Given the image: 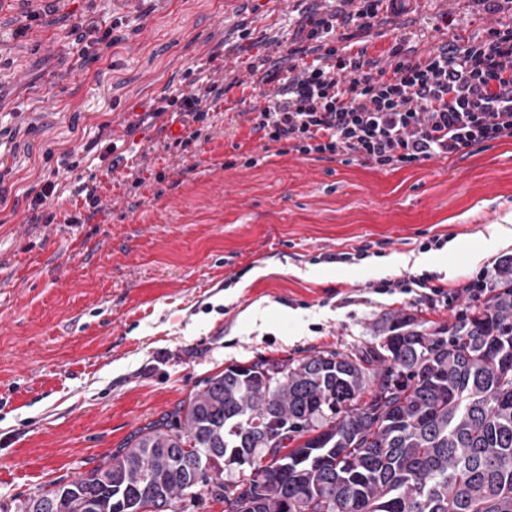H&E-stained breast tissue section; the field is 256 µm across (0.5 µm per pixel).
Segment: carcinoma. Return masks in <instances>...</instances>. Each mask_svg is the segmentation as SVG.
<instances>
[{
  "label": "carcinoma",
  "mask_w": 512,
  "mask_h": 512,
  "mask_svg": "<svg viewBox=\"0 0 512 512\" xmlns=\"http://www.w3.org/2000/svg\"><path fill=\"white\" fill-rule=\"evenodd\" d=\"M376 335L224 368L26 512H512V257L454 321L390 311Z\"/></svg>",
  "instance_id": "1"
}]
</instances>
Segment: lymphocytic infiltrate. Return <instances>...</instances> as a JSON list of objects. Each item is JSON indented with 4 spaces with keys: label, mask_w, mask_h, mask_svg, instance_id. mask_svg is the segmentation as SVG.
<instances>
[{
    "label": "lymphocytic infiltrate",
    "mask_w": 512,
    "mask_h": 512,
    "mask_svg": "<svg viewBox=\"0 0 512 512\" xmlns=\"http://www.w3.org/2000/svg\"><path fill=\"white\" fill-rule=\"evenodd\" d=\"M360 2L349 12H310L307 33L264 71L265 83L276 71L284 73L277 93L249 108L251 130L265 144L278 145L283 155L341 157L387 170L512 138L511 25L488 28L479 37H452L423 57L402 37L378 59L353 50L343 36L369 28L376 17L379 0ZM223 93L210 77L163 96L142 120L152 122L172 107L198 123ZM491 288L485 270L449 289L425 271L381 280L373 291L451 306L462 298L487 299Z\"/></svg>",
    "instance_id": "f902f5d3"
}]
</instances>
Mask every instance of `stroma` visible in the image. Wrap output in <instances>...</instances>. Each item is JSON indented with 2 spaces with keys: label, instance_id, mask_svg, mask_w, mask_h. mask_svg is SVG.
I'll use <instances>...</instances> for the list:
<instances>
[{
  "label": "stroma",
  "instance_id": "stroma-1",
  "mask_svg": "<svg viewBox=\"0 0 512 512\" xmlns=\"http://www.w3.org/2000/svg\"><path fill=\"white\" fill-rule=\"evenodd\" d=\"M405 5L379 10L355 48L383 57L405 36L425 53L445 15L464 37L512 22L480 0ZM307 7L67 0L74 16L91 9L112 25L111 47L85 59L69 22L27 24L24 0L0 7V512L101 465L228 365L359 349L390 310L435 324L457 312L370 293L375 258L336 254L381 241L384 255L415 259L444 235L455 252L398 274L427 271L451 287L512 255L510 245L470 261L512 211V139L397 170L264 149L246 111L279 83L256 85L250 68L288 51L272 39ZM205 61L223 73L224 97L198 140L183 147L170 134L183 114L140 125ZM107 141L124 156L118 167L85 163ZM249 156L256 165L245 166ZM66 157L73 171L62 170ZM49 180L63 189L44 207L54 220L31 223L28 204ZM78 180L96 185L97 210L72 194ZM79 214L85 223H73ZM252 309L263 327L246 319Z\"/></svg>",
  "mask_w": 512,
  "mask_h": 512
}]
</instances>
